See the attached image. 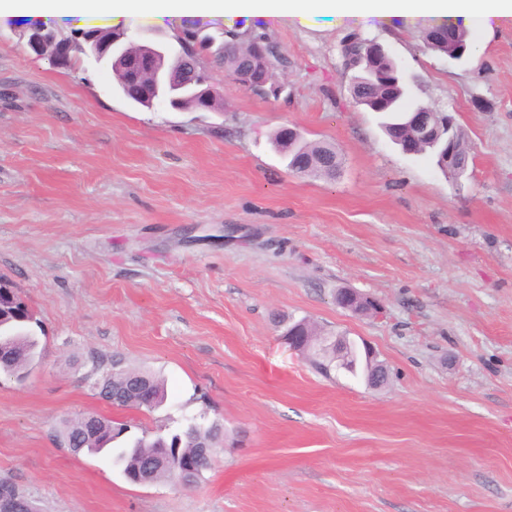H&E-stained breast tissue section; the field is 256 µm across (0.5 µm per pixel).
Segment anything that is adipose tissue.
I'll use <instances>...</instances> for the list:
<instances>
[{
	"label": "adipose tissue",
	"mask_w": 512,
	"mask_h": 512,
	"mask_svg": "<svg viewBox=\"0 0 512 512\" xmlns=\"http://www.w3.org/2000/svg\"><path fill=\"white\" fill-rule=\"evenodd\" d=\"M20 15L65 14L81 19L121 20L151 15L157 18L214 13H261L272 17L304 18L333 13L345 18L371 17L411 20L465 16L473 31L489 28L491 21L512 18V0H0V11Z\"/></svg>",
	"instance_id": "obj_1"
}]
</instances>
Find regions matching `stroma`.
I'll return each instance as SVG.
<instances>
[{
  "label": "stroma",
  "mask_w": 512,
  "mask_h": 512,
  "mask_svg": "<svg viewBox=\"0 0 512 512\" xmlns=\"http://www.w3.org/2000/svg\"><path fill=\"white\" fill-rule=\"evenodd\" d=\"M38 22L0 14V279L42 326L28 379L0 378V481L36 512H512V22L457 64L416 23L202 15L215 42L240 22L289 61L274 100L203 54L220 114L53 67L26 45ZM353 33L401 62L410 103L456 113L461 183L353 103ZM284 125L336 147V177L289 171L269 142ZM342 288L378 310L337 306ZM278 316L368 344L387 383L319 374ZM118 368L163 377L164 403L101 399ZM83 414L133 438L216 421L222 445L196 485L132 484L60 446Z\"/></svg>",
  "instance_id": "obj_1"
}]
</instances>
